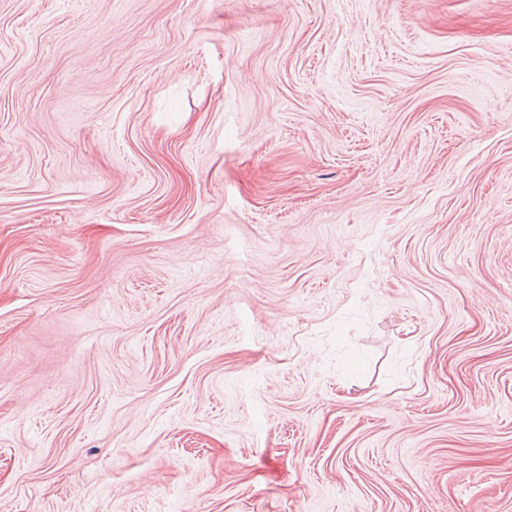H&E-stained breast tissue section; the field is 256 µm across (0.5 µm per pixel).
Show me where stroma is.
Returning a JSON list of instances; mask_svg holds the SVG:
<instances>
[{
  "instance_id": "stroma-1",
  "label": "stroma",
  "mask_w": 512,
  "mask_h": 512,
  "mask_svg": "<svg viewBox=\"0 0 512 512\" xmlns=\"http://www.w3.org/2000/svg\"><path fill=\"white\" fill-rule=\"evenodd\" d=\"M0 512H512V0H0Z\"/></svg>"
}]
</instances>
